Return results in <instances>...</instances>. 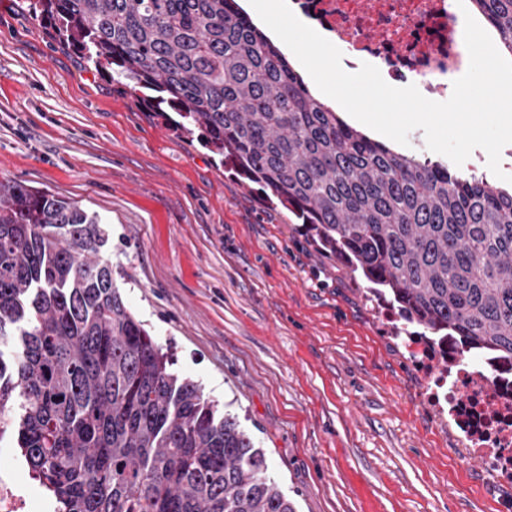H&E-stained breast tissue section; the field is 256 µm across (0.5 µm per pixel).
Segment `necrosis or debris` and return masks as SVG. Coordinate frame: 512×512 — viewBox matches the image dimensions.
Here are the masks:
<instances>
[{
	"label": "necrosis or debris",
	"instance_id": "1",
	"mask_svg": "<svg viewBox=\"0 0 512 512\" xmlns=\"http://www.w3.org/2000/svg\"><path fill=\"white\" fill-rule=\"evenodd\" d=\"M311 25L346 49L348 66L379 60L390 78L418 84L422 95L447 96L452 74L469 54L451 0H295ZM425 379L424 405L445 415L458 460L487 463L498 484L512 485V359L472 355L456 337L400 333ZM0 512H50L14 465H0Z\"/></svg>",
	"mask_w": 512,
	"mask_h": 512
}]
</instances>
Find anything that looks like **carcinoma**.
<instances>
[{"instance_id": "1", "label": "carcinoma", "mask_w": 512, "mask_h": 512, "mask_svg": "<svg viewBox=\"0 0 512 512\" xmlns=\"http://www.w3.org/2000/svg\"><path fill=\"white\" fill-rule=\"evenodd\" d=\"M512 55V0H473ZM34 20L288 204L402 330L512 358V190L316 98L236 0H30ZM77 202L0 182V438L57 512H296L131 313Z\"/></svg>"}]
</instances>
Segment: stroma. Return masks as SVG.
<instances>
[{
  "label": "stroma",
  "mask_w": 512,
  "mask_h": 512,
  "mask_svg": "<svg viewBox=\"0 0 512 512\" xmlns=\"http://www.w3.org/2000/svg\"><path fill=\"white\" fill-rule=\"evenodd\" d=\"M0 0V180L78 202L176 370L238 417L296 512H512L460 464L361 273L299 220Z\"/></svg>",
  "instance_id": "1"
}]
</instances>
